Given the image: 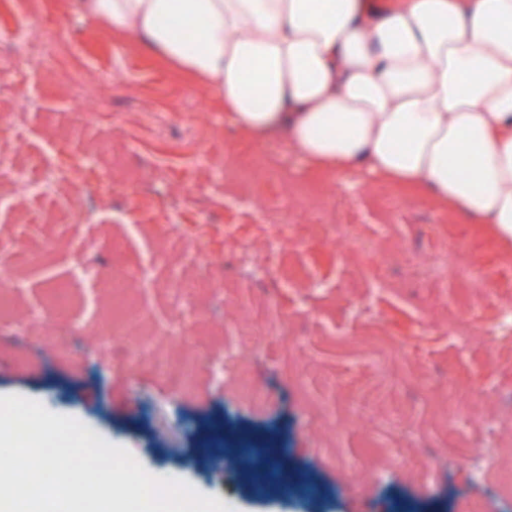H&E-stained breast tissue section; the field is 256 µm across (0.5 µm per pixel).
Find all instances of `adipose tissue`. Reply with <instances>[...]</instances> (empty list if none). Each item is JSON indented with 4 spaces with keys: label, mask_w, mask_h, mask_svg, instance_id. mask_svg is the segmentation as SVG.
I'll use <instances>...</instances> for the list:
<instances>
[{
    "label": "adipose tissue",
    "mask_w": 512,
    "mask_h": 512,
    "mask_svg": "<svg viewBox=\"0 0 512 512\" xmlns=\"http://www.w3.org/2000/svg\"><path fill=\"white\" fill-rule=\"evenodd\" d=\"M276 139L512 241V0H58ZM199 29L188 42L166 24Z\"/></svg>",
    "instance_id": "ef3b65f1"
}]
</instances>
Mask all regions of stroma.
Wrapping results in <instances>:
<instances>
[{
    "instance_id": "35a3bbf8",
    "label": "stroma",
    "mask_w": 512,
    "mask_h": 512,
    "mask_svg": "<svg viewBox=\"0 0 512 512\" xmlns=\"http://www.w3.org/2000/svg\"><path fill=\"white\" fill-rule=\"evenodd\" d=\"M54 36L59 52L30 62L21 50L33 30ZM17 52L0 78L19 94L18 123L0 122V182L11 183L9 158L38 154L69 185L81 183L85 212L78 224H53V245L41 267L16 264L23 279L9 320H0V395L19 394L71 416L107 442L127 448L152 475L189 482L216 496L229 512H465L470 497L484 512H512V500L472 477L512 435V338L503 333L498 289L512 277V242L462 213L446 216L414 202L395 223L377 224L369 209L367 172L320 186V236L268 223L262 200L242 203L238 188L272 181L289 208L306 205L280 170L309 173L276 140H235L221 110L168 69L130 54L122 41L96 35L78 12L56 0H5L0 52ZM39 210L30 195L0 205V254H19L36 236L16 223L18 207ZM340 216L344 225L333 224ZM180 222L196 248L167 250L166 219ZM387 237L398 247L386 264L356 252ZM284 238L287 249L256 269L247 254ZM452 247L487 293L460 307V286L436 280L431 262ZM122 252L131 276L128 301L154 343L202 356L190 395L175 393L150 367L148 353L124 364L109 360L114 342L108 279ZM92 263L97 278L76 282L80 306L59 312L52 288ZM299 269L302 281L283 268ZM183 275L214 283L207 296L170 304ZM43 313L41 328L29 323ZM255 340L239 351L262 403L244 398L225 374H212L233 346L239 324ZM385 329L403 359L381 369L359 347L369 327ZM447 395L450 419L467 437V454L444 446L442 425L428 403ZM267 440L288 457L300 488L267 490L247 483L243 460L273 470L259 448ZM387 450L388 470L372 480V451ZM431 477L420 483L415 471Z\"/></svg>"
}]
</instances>
